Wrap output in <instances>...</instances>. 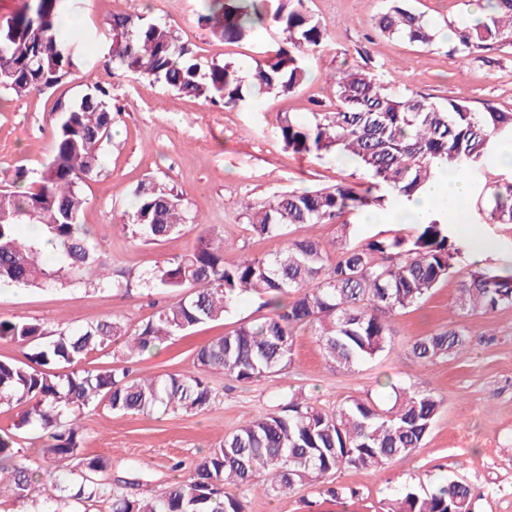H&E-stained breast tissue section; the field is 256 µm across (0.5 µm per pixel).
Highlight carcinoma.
Masks as SVG:
<instances>
[{
  "label": "carcinoma",
  "instance_id": "1",
  "mask_svg": "<svg viewBox=\"0 0 512 512\" xmlns=\"http://www.w3.org/2000/svg\"><path fill=\"white\" fill-rule=\"evenodd\" d=\"M64 0H26L24 9L0 23V91L17 97L52 89L71 74L79 45L60 28ZM199 21L227 43L245 40L275 26L283 45L245 71L233 62L201 68L192 51L167 21H146L135 13L112 16V62L123 72L180 94L203 97L226 108H247L253 98L286 94L307 77L306 59L322 43L320 22L304 0H203ZM484 15L470 26L453 27L451 51L469 56L512 38V0H485ZM381 33L429 45L435 35L423 16L404 0H390L377 21ZM336 108L315 114L302 126L286 116L278 133L296 153L336 154L355 162L373 180L410 197L436 173L438 162L464 173L494 144L512 134V111L486 105L473 111L460 100L434 103L414 93L390 90L373 76L346 68L333 83ZM53 150L36 181L25 192L0 189V285L18 288L64 286L86 275L102 288H130L138 282L175 297L141 325L130 329L101 321L63 329L51 340L37 320H0V341L35 344L28 363L0 360V408L27 406L19 421L0 428V486H6L19 512H73V506L102 503L107 512H245L228 486H258L277 497L298 485L322 483L341 469L383 468L405 462L430 432L440 405L428 391L411 384H389L388 408L351 398L325 410L302 392L288 395L279 408L264 411L225 436L199 460L175 464L181 472L158 496L129 491L131 482L105 476L107 463L80 454L79 416L100 406L118 414L201 412L218 397L203 374L222 371L238 382L280 375L292 362L294 336L309 327L325 357L349 369L375 358L389 343L387 316L421 303L453 273L461 248L448 224H422L411 239L396 236L363 246L344 244L331 258L314 238L290 240L272 256L224 260L223 239L203 233L193 248L145 275H109L98 245L79 222L86 203L81 184L102 171L101 140L113 121L109 93L96 83L78 100L61 99ZM128 216L134 234L161 242L187 223L183 199L153 180L136 189ZM490 220L512 223V184L497 189ZM380 204L371 191L360 193L338 183L312 191H283L250 211L251 231L286 234L293 224H326ZM34 226L55 244L25 237ZM381 258L376 260L374 255ZM257 293L273 314L242 323L201 346L196 370L164 379L133 378L126 367L77 369L94 351L111 344L132 359L199 325L224 319L237 301ZM459 306L493 312L512 307V273L484 267L470 270L460 287ZM470 343L464 326L421 336L411 347L420 364L449 357ZM59 364L75 367L56 371ZM41 431L50 467H32L20 451V430ZM467 484L450 480L430 493L408 492L389 512H471Z\"/></svg>",
  "mask_w": 512,
  "mask_h": 512
}]
</instances>
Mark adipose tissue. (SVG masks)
<instances>
[{
	"instance_id": "1",
	"label": "adipose tissue",
	"mask_w": 512,
	"mask_h": 512,
	"mask_svg": "<svg viewBox=\"0 0 512 512\" xmlns=\"http://www.w3.org/2000/svg\"><path fill=\"white\" fill-rule=\"evenodd\" d=\"M469 192L462 175L440 166L438 177L398 207L399 216L412 224H426L441 215L452 216L456 205Z\"/></svg>"
}]
</instances>
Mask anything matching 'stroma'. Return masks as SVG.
I'll return each instance as SVG.
<instances>
[{"instance_id":"obj_1","label":"stroma","mask_w":512,"mask_h":512,"mask_svg":"<svg viewBox=\"0 0 512 512\" xmlns=\"http://www.w3.org/2000/svg\"><path fill=\"white\" fill-rule=\"evenodd\" d=\"M482 0H407L428 24H466L479 14ZM387 0H305L321 22L326 40L308 64L305 83L285 95L257 98L247 109H227L186 97L162 85L121 74L113 65L110 19L136 9L170 22L202 64L235 62L249 68L260 53L276 49L283 35L274 28L227 44L198 22L201 0H66V14L78 20L81 59L57 88L22 98L0 94V186L17 170L35 180L51 155L52 129L59 119L57 99L75 100L87 84L105 87L116 114L104 140V170L84 188L87 203L80 221L91 228L113 272L142 274L188 252L201 231L222 236L226 261L243 255L279 252L287 240L317 239L328 253L340 245L341 226L362 245L374 238L413 235L416 225L392 221L370 224L364 212L345 214L342 223L296 224L288 236L254 234L247 207H261L286 190H315L343 182L366 191L370 179L356 164H336L328 156L297 154L277 130L283 117L309 123L314 113L334 110L336 74L354 66L390 86L437 103L457 99L474 111L485 104L512 110V43H494L467 57L445 44L423 46L378 32L376 18ZM155 180L181 194L189 222L181 235L158 243L136 238L125 220L134 191ZM512 170L486 155L467 175L470 195L462 201V221L496 243L484 260L500 272L512 270V223L488 222L495 185L511 181ZM473 267L470 255L417 306L393 313L386 350L352 369L327 362L316 336L301 332L294 361L283 374L233 382L209 373L218 397L199 414L121 415L106 408L85 412L82 453L101 456L116 479H132L143 496H156L176 476L175 463H191L258 412L276 409L290 391L302 389L324 408L352 397L390 401L387 382L414 384L431 392L440 409L420 448L402 464L385 469L348 468L325 484H306L278 497L258 487L238 488L247 512H386L406 490L424 494L451 478L471 488V512H512V307L488 314L459 307V288ZM156 288H100L93 278L52 289L0 287V320H36L47 330L78 328L102 320L135 327L158 306L171 302ZM262 298L240 301L224 320L175 336L161 347L129 360L132 376L164 378L193 370L197 350L240 323L268 317ZM462 324L468 347L448 358L420 364L414 340ZM336 496H329L328 488Z\"/></svg>"}]
</instances>
